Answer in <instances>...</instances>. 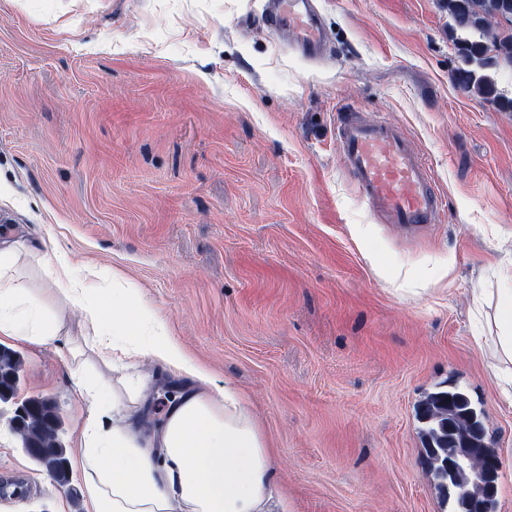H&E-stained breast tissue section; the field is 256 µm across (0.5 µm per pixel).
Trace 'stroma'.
<instances>
[{"instance_id": "35a3bbf8", "label": "stroma", "mask_w": 512, "mask_h": 512, "mask_svg": "<svg viewBox=\"0 0 512 512\" xmlns=\"http://www.w3.org/2000/svg\"><path fill=\"white\" fill-rule=\"evenodd\" d=\"M266 0H0V232L124 276L236 386L292 512H451L416 408L443 383L481 411L512 512V407L487 291L512 270V114L462 91L441 0H317V62ZM401 127L445 206L378 223L336 150L344 111ZM17 397L62 437L94 414L61 343L10 344ZM0 423V512H85Z\"/></svg>"}]
</instances>
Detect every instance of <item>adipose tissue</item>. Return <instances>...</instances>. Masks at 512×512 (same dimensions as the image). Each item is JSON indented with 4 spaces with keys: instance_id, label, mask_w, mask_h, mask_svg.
Segmentation results:
<instances>
[{
    "instance_id": "obj_1",
    "label": "adipose tissue",
    "mask_w": 512,
    "mask_h": 512,
    "mask_svg": "<svg viewBox=\"0 0 512 512\" xmlns=\"http://www.w3.org/2000/svg\"><path fill=\"white\" fill-rule=\"evenodd\" d=\"M39 254L21 239L0 237V338L32 345L65 339L78 389L115 414L111 424L90 420L79 432L74 465L85 480L86 512H289L274 450L237 387L212 391L209 370L169 337L155 313L132 303L127 281L96 264L80 275L58 254L49 267L55 308L43 309L22 275L24 256ZM72 307L82 312L76 330L66 318ZM496 324L498 372L512 380V288L499 291ZM145 354L184 383L152 422V393L142 382L99 379L100 369Z\"/></svg>"
}]
</instances>
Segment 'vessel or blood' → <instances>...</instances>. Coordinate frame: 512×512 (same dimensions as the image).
I'll return each mask as SVG.
<instances>
[{
    "label": "vessel or blood",
    "instance_id": "vessel-or-blood-1",
    "mask_svg": "<svg viewBox=\"0 0 512 512\" xmlns=\"http://www.w3.org/2000/svg\"><path fill=\"white\" fill-rule=\"evenodd\" d=\"M265 24L288 35L308 57H317L324 31L312 0H270ZM336 148L362 199L383 223L403 227L435 223L442 196L429 165L398 126L343 119Z\"/></svg>",
    "mask_w": 512,
    "mask_h": 512
}]
</instances>
